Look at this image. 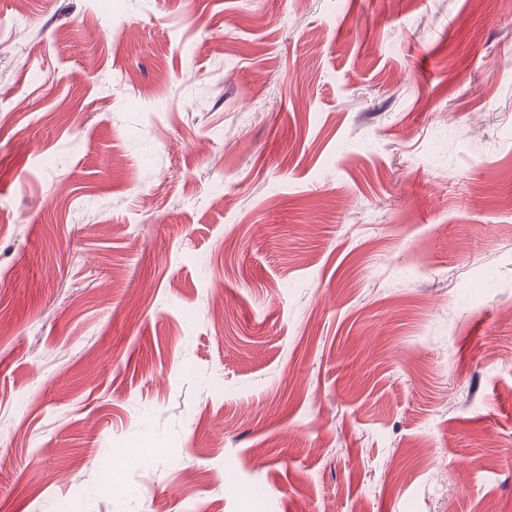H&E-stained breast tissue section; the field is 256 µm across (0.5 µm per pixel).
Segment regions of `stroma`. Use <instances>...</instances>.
Here are the masks:
<instances>
[{
  "label": "stroma",
  "mask_w": 512,
  "mask_h": 512,
  "mask_svg": "<svg viewBox=\"0 0 512 512\" xmlns=\"http://www.w3.org/2000/svg\"><path fill=\"white\" fill-rule=\"evenodd\" d=\"M206 502L512 512V0H0V512Z\"/></svg>",
  "instance_id": "35a3bbf8"
}]
</instances>
